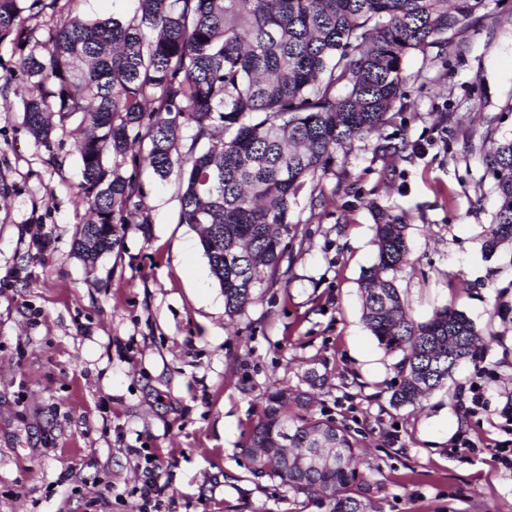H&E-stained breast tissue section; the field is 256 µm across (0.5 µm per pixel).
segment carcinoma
I'll return each instance as SVG.
<instances>
[{"label": "carcinoma", "instance_id": "cac0c4a2", "mask_svg": "<svg viewBox=\"0 0 512 512\" xmlns=\"http://www.w3.org/2000/svg\"><path fill=\"white\" fill-rule=\"evenodd\" d=\"M137 2L125 17L74 16L41 56L20 60L36 78L24 124L46 144L55 116L79 114L89 123L75 149L79 198L95 219L79 226L75 244L91 268L117 245L118 225L138 219L128 204L142 188L121 174L119 159L136 140L146 142L154 174H174L184 186L180 221L198 230L228 316L252 301L255 288L278 280L289 216L306 182L326 175L337 152L390 123L406 56L446 53L460 23L484 7V0ZM56 3L0 0V42L29 41L24 17ZM217 121L224 137L173 155L183 125L196 127L197 141ZM484 160L498 198L484 230L493 249L512 239V140ZM375 229L376 258L358 284L362 319L385 352L401 355L392 405L414 407L474 358L484 337L449 307L416 321L394 277L408 255L406 224L380 210ZM308 405L306 394L286 385L265 394L250 432L252 472L297 494L328 497L330 512H371V484L353 464L355 435L309 415ZM332 446L336 462L298 464L304 451Z\"/></svg>", "mask_w": 512, "mask_h": 512}]
</instances>
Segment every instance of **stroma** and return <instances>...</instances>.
<instances>
[{"mask_svg":"<svg viewBox=\"0 0 512 512\" xmlns=\"http://www.w3.org/2000/svg\"><path fill=\"white\" fill-rule=\"evenodd\" d=\"M136 0H59L53 27L103 20ZM441 58L408 55L392 124L337 154L302 191L292 248L276 282L227 316L194 227L180 223V189L133 147L136 223L87 270L76 231L92 215L76 199L72 131L38 144L23 122L40 54L0 43V512H140L146 458L160 465V512H329L252 475L246 452L262 395L324 375L310 411L345 423L376 512H512V471L493 456L512 439V241L484 247L498 202L481 144L512 138V0H485ZM388 142L400 154L377 152ZM404 217L409 253L395 274L416 320L465 313L486 346L414 407H394L398 355L362 320L359 278L376 256L375 218ZM480 403H473L474 393Z\"/></svg>","mask_w":512,"mask_h":512,"instance_id":"stroma-1","label":"stroma"}]
</instances>
